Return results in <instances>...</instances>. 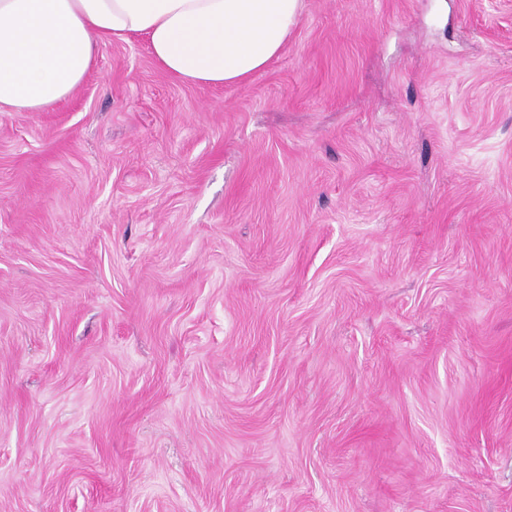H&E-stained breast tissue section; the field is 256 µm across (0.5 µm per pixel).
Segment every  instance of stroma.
I'll return each mask as SVG.
<instances>
[{"label": "stroma", "instance_id": "stroma-1", "mask_svg": "<svg viewBox=\"0 0 512 512\" xmlns=\"http://www.w3.org/2000/svg\"><path fill=\"white\" fill-rule=\"evenodd\" d=\"M0 512H512V0L0 112Z\"/></svg>", "mask_w": 512, "mask_h": 512}]
</instances>
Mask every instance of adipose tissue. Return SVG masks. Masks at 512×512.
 I'll return each instance as SVG.
<instances>
[{
    "instance_id": "1",
    "label": "adipose tissue",
    "mask_w": 512,
    "mask_h": 512,
    "mask_svg": "<svg viewBox=\"0 0 512 512\" xmlns=\"http://www.w3.org/2000/svg\"><path fill=\"white\" fill-rule=\"evenodd\" d=\"M304 0H0V112H41L94 68L100 44L143 38L162 69L242 85L287 44Z\"/></svg>"
}]
</instances>
